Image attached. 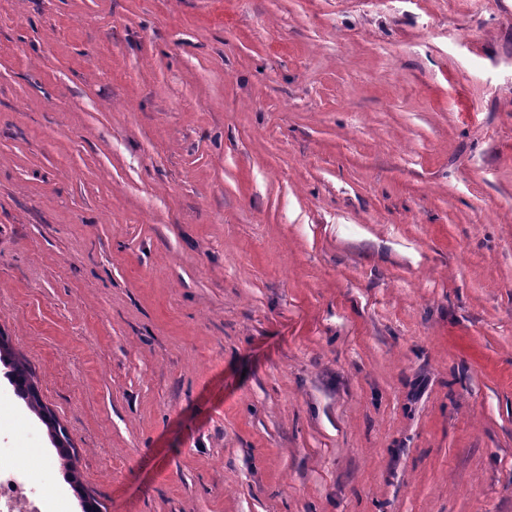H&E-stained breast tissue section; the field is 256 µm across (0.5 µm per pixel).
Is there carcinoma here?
I'll return each mask as SVG.
<instances>
[{
  "mask_svg": "<svg viewBox=\"0 0 512 512\" xmlns=\"http://www.w3.org/2000/svg\"><path fill=\"white\" fill-rule=\"evenodd\" d=\"M0 363L8 368L7 376L14 386L17 395L25 401L27 407L40 419L46 427L48 436L56 447L59 466L67 473V480L70 485L77 489L81 482L75 466V453L71 452L68 445V437L52 414L43 404L38 387L33 381V373L28 365L19 359L11 356L6 345L0 340Z\"/></svg>",
  "mask_w": 512,
  "mask_h": 512,
  "instance_id": "cac0c4a2",
  "label": "carcinoma"
}]
</instances>
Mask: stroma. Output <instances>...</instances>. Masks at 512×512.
Returning <instances> with one entry per match:
<instances>
[{
    "mask_svg": "<svg viewBox=\"0 0 512 512\" xmlns=\"http://www.w3.org/2000/svg\"><path fill=\"white\" fill-rule=\"evenodd\" d=\"M0 336L48 512H512V0H0ZM0 363L9 368L7 376L14 386L17 395L25 401L30 411L36 414L46 427L48 436L56 447L59 466L66 471L67 480L70 485L78 490L81 487V482L74 462V448H67L66 445H69V442L64 428L60 426L52 412L43 404L38 387L33 381L31 369L26 363L13 358L8 352L5 343L1 340Z\"/></svg>",
    "mask_w": 512,
    "mask_h": 512,
    "instance_id": "obj_1",
    "label": "stroma"
}]
</instances>
